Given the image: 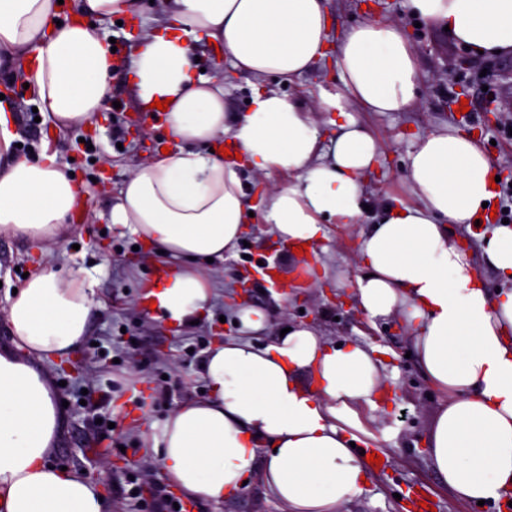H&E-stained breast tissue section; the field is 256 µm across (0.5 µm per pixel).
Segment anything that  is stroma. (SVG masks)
Here are the masks:
<instances>
[{"mask_svg": "<svg viewBox=\"0 0 512 512\" xmlns=\"http://www.w3.org/2000/svg\"><path fill=\"white\" fill-rule=\"evenodd\" d=\"M141 5L140 13L120 21L95 19L98 32L131 51L132 33H144L163 11L162 0H141ZM331 7L335 33L378 17L401 24L416 51L417 102L404 112L358 115L383 153L382 168L369 178L375 202L417 203L406 178L407 156L420 136L448 127L477 135L500 177L499 205L512 203V55L469 54L440 26L417 23L409 0H332ZM0 94L13 106L21 155L36 158L45 144L56 150L81 189L77 205L84 215L83 224L68 226L63 236L40 247L0 234V347L11 343L5 297L22 288L25 275L36 273L41 263L62 275L92 281L94 305L86 343L67 364L34 355L29 362L49 376L58 399L66 403L52 463L86 472L102 487L106 512H127L118 487L131 465H139L146 492L166 484L146 442L161 438L166 420L181 403L201 398L207 387L201 360L216 339L238 335V327L228 319L230 289L257 258L273 262L282 280L274 285L253 279L249 304L268 311L270 318L264 331L247 334L248 342L262 346L281 327L304 324L333 344L352 341L389 351L388 360L379 366L380 402L374 407L353 405L345 423L347 431L384 448L388 464L370 470L362 493L343 512H410L412 499L419 496L431 504V512H504L500 504L477 506L457 499L431 465L425 436L445 396L431 390L410 357V331L400 314L373 321L354 302L360 225H327V236L317 246L319 277L293 292L286 282L290 268L279 252V241L268 225L250 221L237 255L210 270L219 285L210 318L191 329L172 330L156 313L144 310L141 300L143 284L156 266L164 264L163 255L111 221L122 184L137 164L155 158L158 144L167 139L166 130L151 126L144 134L131 133L128 117L137 109L136 93L120 80L112 87V106L81 129L55 126L46 115L35 117L22 82L9 80L4 72ZM461 95L471 104L464 114L453 106ZM82 389L108 395L112 427L96 428L89 407L77 397ZM190 506L191 512H283L257 477L233 498L219 503L194 500Z\"/></svg>", "mask_w": 512, "mask_h": 512, "instance_id": "obj_1", "label": "stroma"}]
</instances>
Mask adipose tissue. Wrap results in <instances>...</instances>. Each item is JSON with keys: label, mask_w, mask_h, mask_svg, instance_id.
I'll use <instances>...</instances> for the list:
<instances>
[{"label": "adipose tissue", "mask_w": 512, "mask_h": 512, "mask_svg": "<svg viewBox=\"0 0 512 512\" xmlns=\"http://www.w3.org/2000/svg\"><path fill=\"white\" fill-rule=\"evenodd\" d=\"M413 13L448 27L484 56L512 54V0H410ZM138 0H76L78 19L59 22L56 0H0V62L17 66L41 111L60 126L90 123L109 99L117 68L90 16L135 14ZM330 0H167L139 40L126 78L140 111L167 101L178 150L138 165L112 222L148 240L173 262L147 297L170 323L190 327L216 293L207 260L234 254L250 212L285 241L317 245L325 222L362 223L364 184L380 147L355 116L401 112L415 99V52L400 26L369 20L334 38ZM213 41L234 71L281 82L334 56L342 89L318 87L336 135L321 140L302 102L253 85L248 108L227 111L223 79L198 74L195 46ZM231 137L235 154L211 144ZM8 104L0 102V233L33 241L58 236L79 192L56 154L17 156ZM287 184L251 203L246 177L271 171ZM493 164L477 140L441 129L420 137L406 178L420 203L384 206L362 223L358 259L365 276L353 293L378 319L406 315L412 348L428 383L446 394L428 432L430 459L461 500L499 503L512 492V290L491 296L448 223L489 217ZM496 275L512 282V225L483 241ZM94 290L87 278L51 266L6 297L11 346L0 348V512H104L102 490L50 461L60 405L48 376L27 362L77 350L88 332ZM379 359L354 342L335 346L306 326L261 348L238 337L206 350L202 400L183 403L151 451L187 496L221 502L261 476L288 512H341L368 471L354 434L339 421L352 405L374 404ZM311 384H303V375Z\"/></svg>", "instance_id": "ef3b65f1"}]
</instances>
